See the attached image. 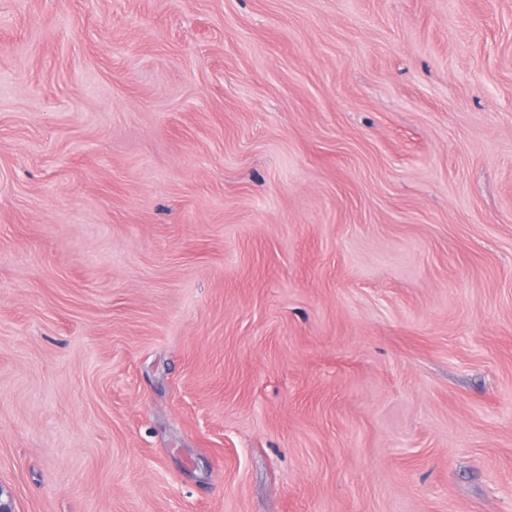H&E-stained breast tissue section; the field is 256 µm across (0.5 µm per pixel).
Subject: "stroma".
<instances>
[{
  "mask_svg": "<svg viewBox=\"0 0 512 512\" xmlns=\"http://www.w3.org/2000/svg\"><path fill=\"white\" fill-rule=\"evenodd\" d=\"M16 512H512V0H0Z\"/></svg>",
  "mask_w": 512,
  "mask_h": 512,
  "instance_id": "1",
  "label": "stroma"
}]
</instances>
